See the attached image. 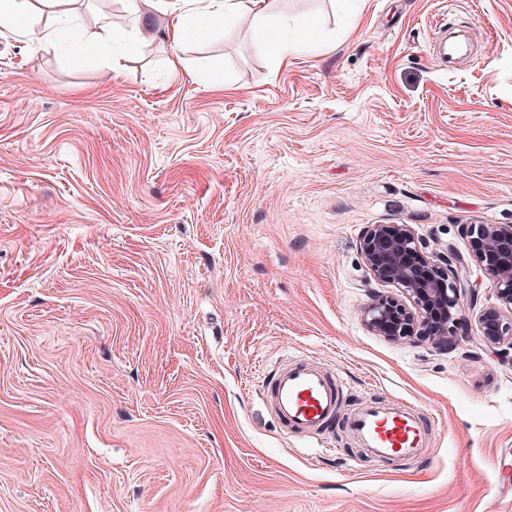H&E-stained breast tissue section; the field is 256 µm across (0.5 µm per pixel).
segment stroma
I'll list each match as a JSON object with an SVG mask.
<instances>
[{
    "instance_id": "35a3bbf8",
    "label": "stroma",
    "mask_w": 512,
    "mask_h": 512,
    "mask_svg": "<svg viewBox=\"0 0 512 512\" xmlns=\"http://www.w3.org/2000/svg\"><path fill=\"white\" fill-rule=\"evenodd\" d=\"M322 54L278 62L251 20L173 47L154 15L97 56L0 29V512H512V352L478 266L465 341L370 333V224L467 253L512 224V0H273ZM83 36L126 27L80 0ZM478 46L429 53L436 20ZM183 63L171 69L169 59ZM345 380L335 421L284 435V361ZM407 402L416 461L364 454L348 415Z\"/></svg>"
}]
</instances>
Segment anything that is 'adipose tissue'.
Masks as SVG:
<instances>
[{
    "label": "adipose tissue",
    "instance_id": "1",
    "mask_svg": "<svg viewBox=\"0 0 512 512\" xmlns=\"http://www.w3.org/2000/svg\"><path fill=\"white\" fill-rule=\"evenodd\" d=\"M69 0H0V27L15 29L30 12L48 10L54 15L53 24L30 28V35L38 41H55L62 25L72 21ZM130 31L127 46H134L144 38V32L154 14L169 16L163 35L172 46H180L203 30L215 25H226L241 18H251L257 30L265 37L272 53L280 59L300 52H318L323 44L314 31L315 20L296 22L272 12L268 0H124Z\"/></svg>",
    "mask_w": 512,
    "mask_h": 512
}]
</instances>
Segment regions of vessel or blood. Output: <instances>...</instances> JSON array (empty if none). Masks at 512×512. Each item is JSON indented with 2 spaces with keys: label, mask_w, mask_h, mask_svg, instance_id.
I'll return each instance as SVG.
<instances>
[{
  "label": "vessel or blood",
  "mask_w": 512,
  "mask_h": 512,
  "mask_svg": "<svg viewBox=\"0 0 512 512\" xmlns=\"http://www.w3.org/2000/svg\"><path fill=\"white\" fill-rule=\"evenodd\" d=\"M342 387L335 371L295 360L269 376L263 394L285 432L308 437L318 435L335 419ZM346 428L360 447L383 458L415 460L430 443L424 414L405 403L366 404L348 417Z\"/></svg>",
  "instance_id": "b4317fda"
}]
</instances>
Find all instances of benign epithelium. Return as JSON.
Returning a JSON list of instances; mask_svg holds the SVG:
<instances>
[{
  "instance_id": "1",
  "label": "benign epithelium",
  "mask_w": 512,
  "mask_h": 512,
  "mask_svg": "<svg viewBox=\"0 0 512 512\" xmlns=\"http://www.w3.org/2000/svg\"><path fill=\"white\" fill-rule=\"evenodd\" d=\"M468 257L455 252L427 253L408 224H370L360 251L370 275L401 289L409 302L378 292L364 309L365 326L390 341L417 339L437 349L457 344L465 321L459 308L463 296L476 299L469 262L483 268L498 287L503 309L480 314V341L490 350H512V225L472 224L467 227Z\"/></svg>"
}]
</instances>
